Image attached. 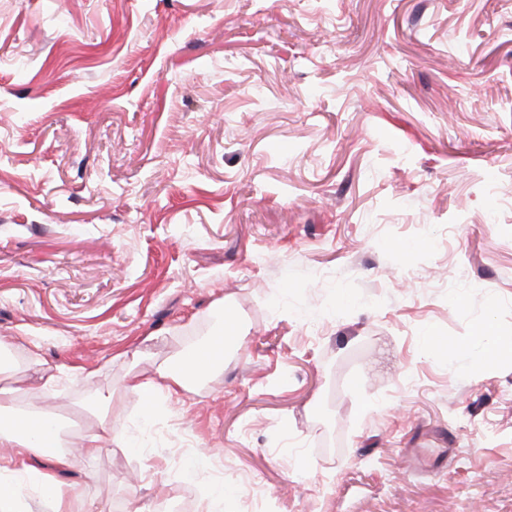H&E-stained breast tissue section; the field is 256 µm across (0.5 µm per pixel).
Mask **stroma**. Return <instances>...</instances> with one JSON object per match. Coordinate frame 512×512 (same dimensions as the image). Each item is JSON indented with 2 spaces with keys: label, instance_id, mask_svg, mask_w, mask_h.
Here are the masks:
<instances>
[{
  "label": "stroma",
  "instance_id": "35a3bbf8",
  "mask_svg": "<svg viewBox=\"0 0 512 512\" xmlns=\"http://www.w3.org/2000/svg\"><path fill=\"white\" fill-rule=\"evenodd\" d=\"M512 0H0L1 387L92 512H512ZM223 369L124 389L219 326ZM451 339L429 350L430 336ZM407 448H450L439 471ZM480 340H486L489 348L486 350L484 358L478 365L490 362L493 358L512 356V336H478ZM116 395L112 390L96 394L91 403L94 414L99 418L102 432L112 440V410L116 405Z\"/></svg>",
  "mask_w": 512,
  "mask_h": 512
}]
</instances>
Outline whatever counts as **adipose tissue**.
I'll use <instances>...</instances> for the list:
<instances>
[{
	"mask_svg": "<svg viewBox=\"0 0 512 512\" xmlns=\"http://www.w3.org/2000/svg\"><path fill=\"white\" fill-rule=\"evenodd\" d=\"M241 334L239 318L232 310H225L220 330L196 347L181 353L173 361L156 364L151 371L131 370L126 393L145 403L162 392L170 396L179 394L189 379L223 366L227 348ZM115 405L116 395L113 391L96 394L91 408L100 421V431L86 433L80 441L65 448L60 443L51 416L18 406L13 391L0 390V447L15 449L18 456V462L11 470V479H0V512H18L20 479L30 470L26 458L45 452L49 453L53 468L41 472L40 485L43 494L52 502L53 512H80L83 494L74 489L65 494L59 492L57 474L73 467L78 461H92L99 457L104 436L112 431Z\"/></svg>",
	"mask_w": 512,
	"mask_h": 512,
	"instance_id": "obj_1",
	"label": "adipose tissue"
}]
</instances>
